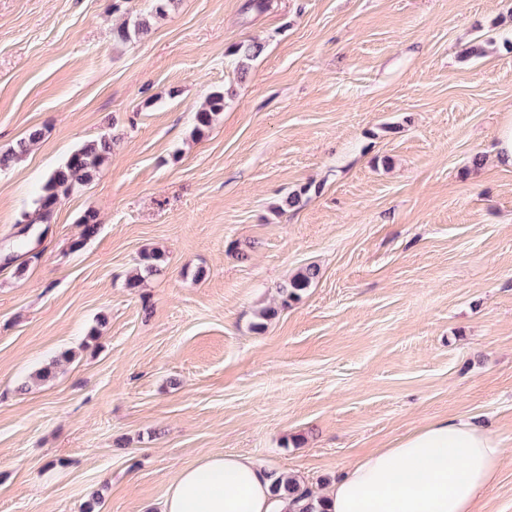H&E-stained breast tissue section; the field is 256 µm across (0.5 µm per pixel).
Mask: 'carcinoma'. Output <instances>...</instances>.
Instances as JSON below:
<instances>
[{
  "label": "carcinoma",
  "instance_id": "carcinoma-1",
  "mask_svg": "<svg viewBox=\"0 0 512 512\" xmlns=\"http://www.w3.org/2000/svg\"><path fill=\"white\" fill-rule=\"evenodd\" d=\"M171 0H151L150 14L141 16L133 21L125 22L113 29V40L117 43H127L132 39L148 33L151 20L164 16L170 6ZM263 51L262 44L255 41H242L229 49V55L234 57L237 72L245 75L251 61L256 59ZM224 111V89H216L210 93L205 106L196 112L193 133L196 136L204 135L215 117ZM42 131L34 130L28 137L17 144V148L0 155V167H7L25 155L30 146L41 139ZM114 136L107 132L99 138L88 141L68 156L64 164L55 169L48 177L36 202L34 211L21 215L20 224L31 226L33 224L51 223L54 212L62 199L68 197L79 187L89 182L98 172L99 168L110 158ZM82 227V240L94 237L99 230L96 213L87 211L79 218ZM162 254L158 252L141 255L139 267L132 275L127 287L136 288L145 277L153 276L161 271ZM318 276V269L306 266L298 270L288 285L281 289L283 303L300 300L302 293L310 287ZM284 491L292 500L295 512H326L321 500L314 497L313 492L292 477L285 480Z\"/></svg>",
  "mask_w": 512,
  "mask_h": 512
}]
</instances>
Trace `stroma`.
I'll return each mask as SVG.
<instances>
[{
  "label": "stroma",
  "instance_id": "stroma-1",
  "mask_svg": "<svg viewBox=\"0 0 512 512\" xmlns=\"http://www.w3.org/2000/svg\"><path fill=\"white\" fill-rule=\"evenodd\" d=\"M245 2L175 0L117 45L149 0H0V152L43 132L0 170V512H85L94 491L95 512H160L214 452L318 491L458 415L512 443V0ZM246 40L264 50L242 77ZM110 130L17 255L47 177ZM153 251L161 272L127 288ZM150 14L140 16L113 29L112 36L116 43H127L133 38L147 34L151 20L164 16L170 6L171 0H151ZM263 51L262 44L255 41H242L229 49V55L234 57L237 72L243 76L247 73L249 64ZM224 110V89H216L210 93L205 106L196 112L193 133L196 136L204 135L215 117ZM497 161L505 167L512 168V122L503 124L497 133ZM318 269L315 266H306L298 270L291 278L288 285L281 288L283 303L287 305L291 301L300 300L302 293L310 287L312 282L318 276Z\"/></svg>",
  "mask_w": 512,
  "mask_h": 512
}]
</instances>
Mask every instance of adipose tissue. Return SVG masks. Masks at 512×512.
I'll return each instance as SVG.
<instances>
[{"mask_svg":"<svg viewBox=\"0 0 512 512\" xmlns=\"http://www.w3.org/2000/svg\"><path fill=\"white\" fill-rule=\"evenodd\" d=\"M504 459V442L487 422L440 419L365 455L321 498L327 512H473ZM276 479L249 457L211 453L179 471L162 512H288Z\"/></svg>","mask_w":512,"mask_h":512,"instance_id":"1","label":"adipose tissue"}]
</instances>
